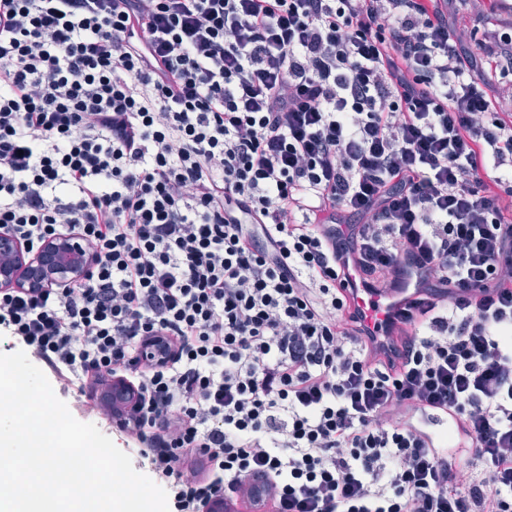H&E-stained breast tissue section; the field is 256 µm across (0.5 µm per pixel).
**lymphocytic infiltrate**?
I'll return each instance as SVG.
<instances>
[{
  "mask_svg": "<svg viewBox=\"0 0 512 512\" xmlns=\"http://www.w3.org/2000/svg\"><path fill=\"white\" fill-rule=\"evenodd\" d=\"M446 2L0 0V228L97 255L0 330L132 379L174 512L256 478L271 512H512V35L463 54ZM353 267L412 290L383 336Z\"/></svg>",
  "mask_w": 512,
  "mask_h": 512,
  "instance_id": "lymphocytic-infiltrate-1",
  "label": "lymphocytic infiltrate"
}]
</instances>
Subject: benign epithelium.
Wrapping results in <instances>:
<instances>
[{
	"mask_svg": "<svg viewBox=\"0 0 512 512\" xmlns=\"http://www.w3.org/2000/svg\"><path fill=\"white\" fill-rule=\"evenodd\" d=\"M95 261L94 253L75 232L49 238L33 253L12 233L0 230V292L37 294L46 288H64L79 281ZM110 389L112 400L124 408L123 417L115 423L120 428L134 425L142 403L140 391L121 376L112 378ZM203 512H237V509L217 495L205 502Z\"/></svg>",
	"mask_w": 512,
	"mask_h": 512,
	"instance_id": "1",
	"label": "benign epithelium"
}]
</instances>
